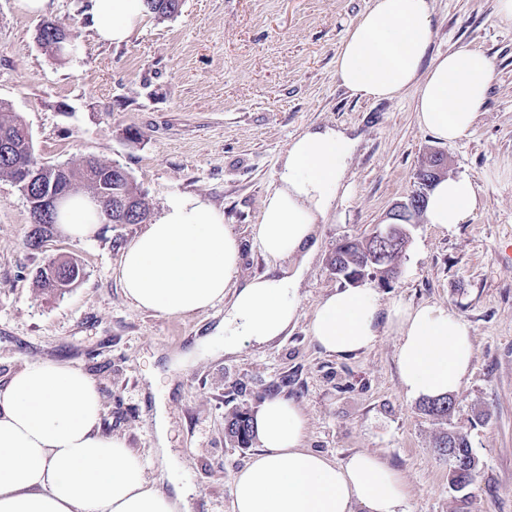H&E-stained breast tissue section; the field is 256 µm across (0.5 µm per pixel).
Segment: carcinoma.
<instances>
[{
    "instance_id": "carcinoma-1",
    "label": "carcinoma",
    "mask_w": 512,
    "mask_h": 512,
    "mask_svg": "<svg viewBox=\"0 0 512 512\" xmlns=\"http://www.w3.org/2000/svg\"><path fill=\"white\" fill-rule=\"evenodd\" d=\"M181 0H145L147 10L159 17H172L180 10ZM62 23L45 21L39 29L38 39L41 45L55 52H62L68 41L59 36ZM36 163L33 141L26 139L24 124L15 115L0 108V178L15 180V165L18 162ZM70 171V180L63 192L59 204L78 193L82 188L89 191L96 205H101V197L112 195V212L101 210L106 224H142L149 217L148 204L136 191L129 172L117 164H105L89 157L79 166H66ZM384 255L378 267L384 277L395 273L403 249L391 245L379 244L374 238H353L336 248L331 265L338 274L360 276L367 269L369 255L374 252ZM80 277L78 264L61 261L55 267L54 275H39L38 282L44 289H56L60 286H72ZM448 399L450 396L427 399L423 404L425 414L438 420L448 419ZM224 435L235 448H249L254 440L252 416L247 408L239 407L224 417ZM460 450L469 458L470 471L465 475H456L453 471V459H448V484L462 490L470 486L479 471L480 461L473 452L468 439L459 433L446 431L441 433L436 442L439 454L448 455V446Z\"/></svg>"
}]
</instances>
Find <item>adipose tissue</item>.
Listing matches in <instances>:
<instances>
[{"label":"adipose tissue","instance_id":"adipose-tissue-1","mask_svg":"<svg viewBox=\"0 0 512 512\" xmlns=\"http://www.w3.org/2000/svg\"><path fill=\"white\" fill-rule=\"evenodd\" d=\"M142 0H92L100 40L126 42L141 23ZM429 0H370L336 49L335 72L351 95L391 99L416 89V119L443 142L473 127L494 81L491 61L463 47L428 58ZM351 142L333 129L292 138L253 235L273 261L308 255L315 226L339 191ZM485 202L470 179L437 180L428 223L467 222ZM63 230L85 240L102 215L84 196L65 206ZM241 245L224 214L197 196L171 201L123 251L120 279L138 308L187 315L227 301L224 350L239 341L268 344L299 318L298 277L266 273L240 280ZM397 333L399 376L414 397L456 392L474 356L467 323L435 305L381 307L373 288L325 296L308 330L326 353L372 348L382 330ZM104 404L82 369L50 359L27 362L0 387V512H185L181 489L147 479L124 437L101 430ZM254 425L261 448L234 475L232 512H408L398 471L355 453L338 462L305 446L307 419L286 397L266 400Z\"/></svg>","mask_w":512,"mask_h":512}]
</instances>
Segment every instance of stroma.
Wrapping results in <instances>:
<instances>
[{
  "instance_id": "obj_1",
  "label": "stroma",
  "mask_w": 512,
  "mask_h": 512,
  "mask_svg": "<svg viewBox=\"0 0 512 512\" xmlns=\"http://www.w3.org/2000/svg\"><path fill=\"white\" fill-rule=\"evenodd\" d=\"M90 0H49L45 16L0 0V103L29 129L48 164L89 157L123 166L158 219L175 196H199L224 214L243 246L241 279L273 264L252 238L262 202L291 139L305 130H343L356 146L341 190L298 284L300 317L264 346L224 351V306L188 316L137 308L120 281L123 249L139 224H104L86 241L54 226L27 245L29 205L0 179V386L26 362L81 367L104 400L103 433L124 436L148 478L169 470L194 491L192 512H231L232 480L252 451L224 437L234 408L257 411L274 396L308 418L307 448L341 461L378 455L402 476L409 512H512V25L496 0H431L435 56L468 47L493 63L495 82L471 132L443 143L416 121L415 91L393 99L352 96L336 78V48L369 0H183L178 15L145 14L129 41L98 42ZM45 19L74 38L55 53L37 40ZM445 174L469 178L486 207L443 229L409 225L397 274H366L381 306L435 304L470 326L474 357L454 392L449 421L430 417L401 386L399 338L381 334L365 352L334 356L308 331L320 300L346 282L330 261L345 239L370 235L416 187L433 153ZM65 257L83 269L65 294L43 291L40 268ZM206 340L196 361L178 354ZM167 421L168 462L155 455L154 416ZM464 434L480 469L454 491L436 439Z\"/></svg>"
}]
</instances>
